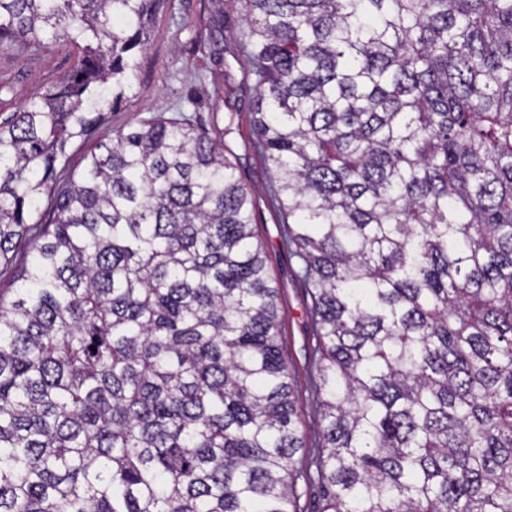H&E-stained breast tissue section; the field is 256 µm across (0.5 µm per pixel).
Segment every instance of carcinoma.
Wrapping results in <instances>:
<instances>
[{"mask_svg":"<svg viewBox=\"0 0 512 512\" xmlns=\"http://www.w3.org/2000/svg\"><path fill=\"white\" fill-rule=\"evenodd\" d=\"M159 2L0 0V48L76 50L0 125V512H295L230 129L153 116L57 179ZM239 2L251 145L312 287L322 512H512V0Z\"/></svg>","mask_w":512,"mask_h":512,"instance_id":"cac0c4a2","label":"carcinoma"}]
</instances>
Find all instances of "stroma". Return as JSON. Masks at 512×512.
Listing matches in <instances>:
<instances>
[{"instance_id": "stroma-1", "label": "stroma", "mask_w": 512, "mask_h": 512, "mask_svg": "<svg viewBox=\"0 0 512 512\" xmlns=\"http://www.w3.org/2000/svg\"><path fill=\"white\" fill-rule=\"evenodd\" d=\"M245 30L239 0H224L219 18L214 15L213 0H165L147 25L149 47L137 56L134 88L120 105L105 110L89 139L68 148L59 176L66 179L78 173L85 154L97 143L110 140L114 130L136 128L153 116L173 117L181 111L209 130L232 124L224 142L232 152L237 177L256 200L255 229L278 290L282 347L291 370L304 443L296 455L303 476L296 485L294 508L296 512H321L324 501L314 460L323 443V422L310 383L318 345L313 299L299 258L284 243L280 215L266 197L267 163L251 147L255 80L248 73L247 59L231 55L243 41ZM72 63L71 52L64 46L0 51V124L56 85Z\"/></svg>"}]
</instances>
